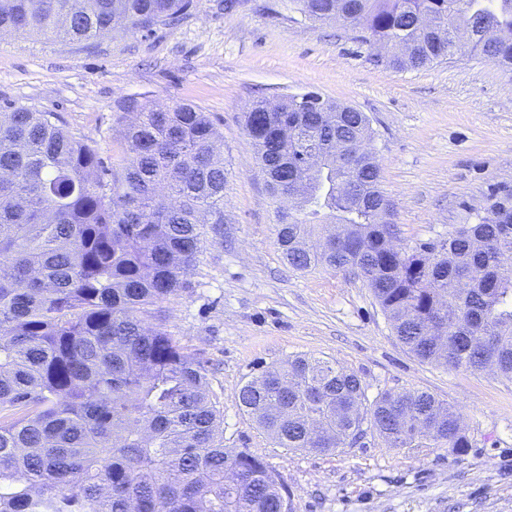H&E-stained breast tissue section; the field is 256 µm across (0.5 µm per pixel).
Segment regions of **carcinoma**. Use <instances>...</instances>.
Wrapping results in <instances>:
<instances>
[{
    "instance_id": "obj_1",
    "label": "carcinoma",
    "mask_w": 512,
    "mask_h": 512,
    "mask_svg": "<svg viewBox=\"0 0 512 512\" xmlns=\"http://www.w3.org/2000/svg\"><path fill=\"white\" fill-rule=\"evenodd\" d=\"M314 22L415 70L467 48L512 68V0H294ZM192 0H0V32L89 43L114 28L179 20ZM118 167L52 112L0 113V512H283L287 488L263 460L224 448L203 363L159 323L186 287L208 230L224 223V147L209 115L135 97ZM295 271L357 273L398 340L423 362L512 379V187L492 184L475 223L413 248L395 244L376 155L336 157L373 136L368 116L293 95L244 115ZM239 406L282 448L329 453L363 426L395 447L462 454L458 413L426 391L367 402L335 361L295 356L238 390Z\"/></svg>"
}]
</instances>
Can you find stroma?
Returning a JSON list of instances; mask_svg holds the SVG:
<instances>
[{
    "label": "stroma",
    "instance_id": "obj_1",
    "mask_svg": "<svg viewBox=\"0 0 512 512\" xmlns=\"http://www.w3.org/2000/svg\"><path fill=\"white\" fill-rule=\"evenodd\" d=\"M348 28L316 24L292 0H193L176 26L115 28L93 44L35 33L0 36V112L56 113L105 163L126 152L116 103L185 102L224 142V226L208 234L165 324L204 361L224 418V446L263 459L292 512H512V382L420 361L395 336L366 284L342 272L289 269L274 204L242 115L255 102L308 91L370 119L380 188L400 243L447 237L482 210L490 184L512 185V70L458 54L418 70L375 63ZM295 355L332 359L367 400L426 391L461 415L464 454L394 448L374 430L332 453L280 448L237 399L262 370Z\"/></svg>",
    "mask_w": 512,
    "mask_h": 512
}]
</instances>
